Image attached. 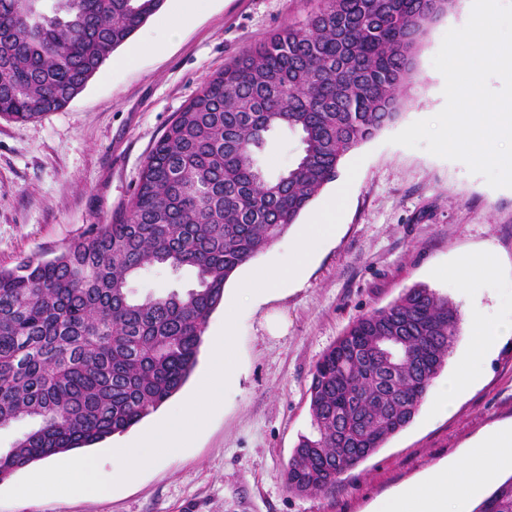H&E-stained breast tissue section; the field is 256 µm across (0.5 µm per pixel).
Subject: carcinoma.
Returning <instances> with one entry per match:
<instances>
[{"mask_svg": "<svg viewBox=\"0 0 512 512\" xmlns=\"http://www.w3.org/2000/svg\"><path fill=\"white\" fill-rule=\"evenodd\" d=\"M0 0V116L67 106L164 0ZM455 0H321L210 76L157 142L130 206L50 259L0 269V428L37 427L0 450V482L47 458L121 435L192 373L235 271L298 223L341 160L401 115L429 26ZM299 136L297 162L260 167L269 139ZM163 266L184 292L132 295ZM458 308L425 286L356 318L316 363L309 434L290 491L333 490L410 424L459 333ZM473 512H512V476Z\"/></svg>", "mask_w": 512, "mask_h": 512, "instance_id": "carcinoma-1", "label": "carcinoma"}]
</instances>
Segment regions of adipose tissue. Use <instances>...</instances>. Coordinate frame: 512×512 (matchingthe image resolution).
I'll return each mask as SVG.
<instances>
[{
  "label": "adipose tissue",
  "instance_id": "ef3b65f1",
  "mask_svg": "<svg viewBox=\"0 0 512 512\" xmlns=\"http://www.w3.org/2000/svg\"><path fill=\"white\" fill-rule=\"evenodd\" d=\"M473 348L469 359L431 391L437 412L444 413L476 378V358L512 338V314L493 322L474 317L469 327ZM512 468V423L495 426L475 440L463 459L439 463L423 477L396 488L382 512H456L464 500L478 495L498 470Z\"/></svg>",
  "mask_w": 512,
  "mask_h": 512
}]
</instances>
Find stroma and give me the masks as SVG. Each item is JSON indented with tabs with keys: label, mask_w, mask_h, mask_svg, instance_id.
Returning <instances> with one entry per match:
<instances>
[{
	"label": "stroma",
	"mask_w": 512,
	"mask_h": 512,
	"mask_svg": "<svg viewBox=\"0 0 512 512\" xmlns=\"http://www.w3.org/2000/svg\"><path fill=\"white\" fill-rule=\"evenodd\" d=\"M316 0H206L169 36L150 17L132 36L149 48L124 63L118 47L65 108L27 121L0 117V268L25 257L52 258L92 225L123 213L144 162L176 113L211 75L279 26L304 20ZM472 0L427 30L400 120L349 152L337 181L312 201L318 210L351 181L336 235L300 281L247 300L236 321L235 378L194 440L167 453L132 481L98 496L50 495L0 502V512H373L391 491L458 456L488 427L512 421V339L484 356L475 382L448 415L424 400L411 423L345 472L336 489L301 496L286 479L288 460L311 430V372L353 320L423 285L448 297L462 321L512 311V188L490 187L464 162L393 144L411 123L445 105L444 78L432 60L445 33L466 24ZM356 177H349L352 163ZM298 223L231 276L240 281L288 258ZM490 256L493 272L456 275L470 258ZM193 270L155 267L135 278V295L192 287ZM281 312L288 329L270 335L266 317ZM224 326L216 309L186 384L123 435L96 445L99 467L116 465L124 447L192 397L209 366L210 344Z\"/></svg>",
	"instance_id": "stroma-1"
}]
</instances>
